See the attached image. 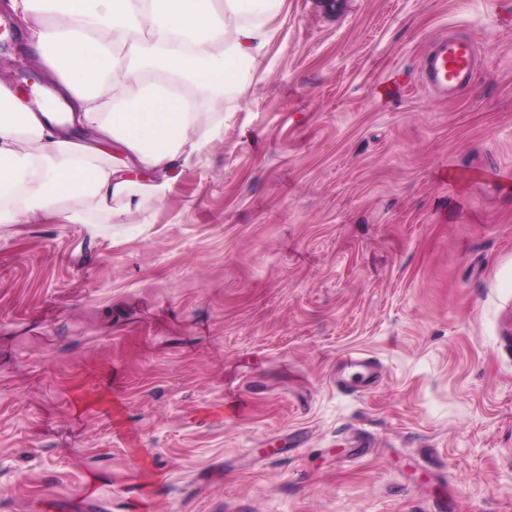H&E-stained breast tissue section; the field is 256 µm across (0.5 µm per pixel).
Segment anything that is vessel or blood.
<instances>
[{"label":"vessel or blood","mask_w":512,"mask_h":512,"mask_svg":"<svg viewBox=\"0 0 512 512\" xmlns=\"http://www.w3.org/2000/svg\"><path fill=\"white\" fill-rule=\"evenodd\" d=\"M479 65L474 40L451 31L428 46L419 69V79L429 90L456 98L470 85Z\"/></svg>","instance_id":"1"}]
</instances>
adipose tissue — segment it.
Segmentation results:
<instances>
[{
  "label": "adipose tissue",
  "mask_w": 512,
  "mask_h": 512,
  "mask_svg": "<svg viewBox=\"0 0 512 512\" xmlns=\"http://www.w3.org/2000/svg\"><path fill=\"white\" fill-rule=\"evenodd\" d=\"M277 0H20L55 85L31 105L0 84V225L73 189L97 210L164 202L224 122L205 99L251 79ZM223 44L221 54L210 48Z\"/></svg>",
  "instance_id": "1"
}]
</instances>
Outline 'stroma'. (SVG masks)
Segmentation results:
<instances>
[{
    "label": "stroma",
    "instance_id": "35a3bbf8",
    "mask_svg": "<svg viewBox=\"0 0 512 512\" xmlns=\"http://www.w3.org/2000/svg\"><path fill=\"white\" fill-rule=\"evenodd\" d=\"M261 22L133 232L67 223L82 188L0 229V512H512V0ZM451 28L481 54L454 101L418 83ZM40 67L0 46V83Z\"/></svg>",
    "mask_w": 512,
    "mask_h": 512
}]
</instances>
